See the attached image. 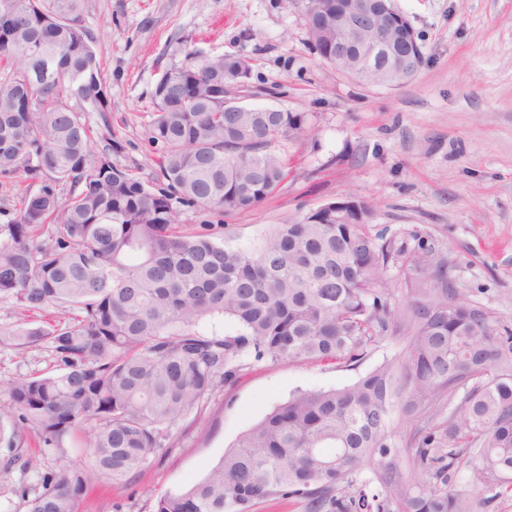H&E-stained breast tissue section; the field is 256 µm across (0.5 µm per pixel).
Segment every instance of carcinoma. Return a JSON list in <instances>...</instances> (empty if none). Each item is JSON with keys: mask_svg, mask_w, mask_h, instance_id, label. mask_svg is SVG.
Instances as JSON below:
<instances>
[{"mask_svg": "<svg viewBox=\"0 0 512 512\" xmlns=\"http://www.w3.org/2000/svg\"><path fill=\"white\" fill-rule=\"evenodd\" d=\"M308 41L338 72L320 0ZM84 0H0V178L36 185L0 223V302L22 318L0 344H50L56 368L17 378L1 419L61 448L86 421L93 464L44 476L26 512H77L88 484L129 480L178 422L261 362L346 367L385 340L404 348L342 389L298 391L242 433L201 481L153 512H251L301 499L306 512H483L512 492V325L473 303L432 249L408 252L367 224H273L249 247L222 224L284 179L275 140L292 112H224L237 59H192L152 92V180L92 142L109 94ZM396 266L403 278L394 280ZM51 308L76 314L30 318Z\"/></svg>", "mask_w": 512, "mask_h": 512, "instance_id": "cac0c4a2", "label": "carcinoma"}]
</instances>
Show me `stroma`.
Wrapping results in <instances>:
<instances>
[{
  "instance_id": "stroma-1",
  "label": "stroma",
  "mask_w": 512,
  "mask_h": 512,
  "mask_svg": "<svg viewBox=\"0 0 512 512\" xmlns=\"http://www.w3.org/2000/svg\"><path fill=\"white\" fill-rule=\"evenodd\" d=\"M311 0H85L83 24L110 88L122 163L150 180L157 158L144 136L151 93L170 68L196 56L237 55L251 66L242 95L306 117L297 139L273 143L287 162L277 191L256 209L225 217L224 234L251 245L265 227L348 197L373 205V234L448 260L467 295L512 323V0H394L426 62L400 88L336 72L308 45ZM403 348L386 341L347 367L260 363L231 392L216 391L182 420L159 455L123 485L100 479L78 512H153L158 496L202 479L244 431L298 390L354 384ZM55 363L49 345H0V399L18 377ZM80 442L22 447L0 439V512H25L45 473L87 466Z\"/></svg>"
}]
</instances>
